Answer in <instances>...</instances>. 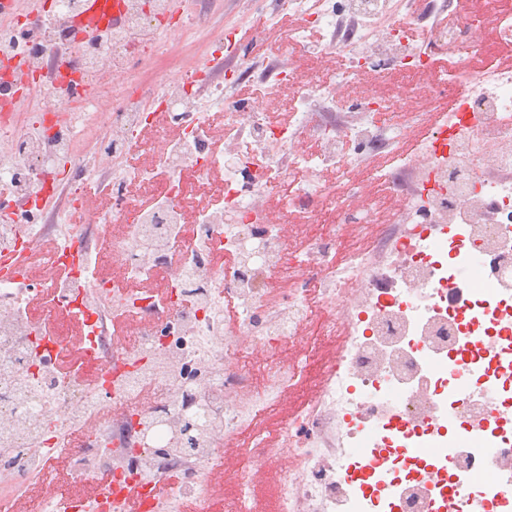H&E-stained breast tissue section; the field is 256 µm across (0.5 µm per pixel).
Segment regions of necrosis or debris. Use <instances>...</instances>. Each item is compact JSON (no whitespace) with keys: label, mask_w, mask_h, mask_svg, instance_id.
I'll list each match as a JSON object with an SVG mask.
<instances>
[{"label":"necrosis or debris","mask_w":512,"mask_h":512,"mask_svg":"<svg viewBox=\"0 0 512 512\" xmlns=\"http://www.w3.org/2000/svg\"><path fill=\"white\" fill-rule=\"evenodd\" d=\"M307 0H276V13L298 19L295 42L308 29L329 33L327 51L354 55L350 70L319 82L281 60L267 77L271 86L290 84L300 114L297 132L264 119V104L225 103V86L248 80L237 64L214 78L208 65L187 54L197 38L211 52H223L227 32L204 28L190 14L175 15L168 0H122L115 19L86 40L70 22L83 0H54L38 17H11L12 45L0 51V177L13 184L0 202V247L6 253L33 252L50 227L35 188L64 185V208L79 212L94 245H107L115 263L134 280L152 277L163 266L171 239L184 241V260L168 269L164 297L135 294L104 278H90L87 254L60 247L41 278L22 265L0 267V512L3 490L28 481L46 449L66 447L63 425L99 408L104 424H85L80 445L71 450L76 481L92 479L98 468L112 471L114 485L131 481L150 496L144 512H165L185 496L196 512H212L208 485L218 463L214 449L246 431L247 412L276 402L296 375L276 352L286 339L300 341V327L313 314V284L322 287L321 306L329 325L346 324L347 345L321 375L306 414L285 422L276 439L252 436V453L232 469L239 495L236 512H252L251 478L279 463L283 479L279 512H512L503 482L512 479V71L465 75L453 68L433 88L437 97L464 100L450 120L426 116L432 136L425 152L401 151L403 131L384 138L381 112H414L419 88L404 89L395 101L366 92L354 106L360 120L337 122L324 104L343 94L353 78L391 68L409 72L429 65L408 34L389 17L391 0H321L308 12ZM385 16L380 31L368 23ZM512 40V10L468 16L453 28H432L428 43L465 58L481 53L487 26ZM27 86L15 82L17 71ZM109 83L111 105L88 99L84 84ZM47 98L49 108L17 111L24 92ZM225 108L236 129L213 153L206 114ZM177 124L179 142L159 134V123ZM154 130L151 151L165 170L157 205L144 209L124 190L127 180L145 181L148 170H120L121 150L138 132ZM322 150L305 152L306 135ZM362 149L390 150L394 166L375 170L371 180L397 188L398 173L412 179L414 202L395 218L399 232L382 256L350 253L342 272L329 257L336 249L334 225L324 212L333 201L319 170L336 164L342 140ZM94 143L100 167L113 170L104 192L110 210L97 208L83 185L87 143ZM276 146L272 166L280 177L297 168L307 178L280 211L265 209L272 178L250 165L253 151ZM224 169V205L204 211L192 229L181 218L186 174L205 183ZM317 225L305 258L289 262L286 225ZM234 253L235 264L217 268L208 254L216 246ZM483 264L479 284L461 280L458 267L473 252ZM79 273L61 280L62 265ZM292 281L282 298L267 294L280 280ZM47 292L67 319L85 320L98 304L125 309L140 324L132 344L110 342L105 319L87 331L91 355L76 376L61 378L53 359L41 354V325L24 311L25 296ZM241 306L242 321L221 331L219 306L225 296ZM149 379L159 393L139 402L134 391ZM196 415L202 427L194 445L176 435L178 421ZM494 444L491 474L477 479L479 457L464 438ZM361 448L359 467L343 448ZM442 448L441 461L423 456ZM182 467V486H168L163 472ZM39 512H121L112 487L96 498L95 510L75 494L47 485Z\"/></svg>","instance_id":"necrosis-or-debris-1"}]
</instances>
